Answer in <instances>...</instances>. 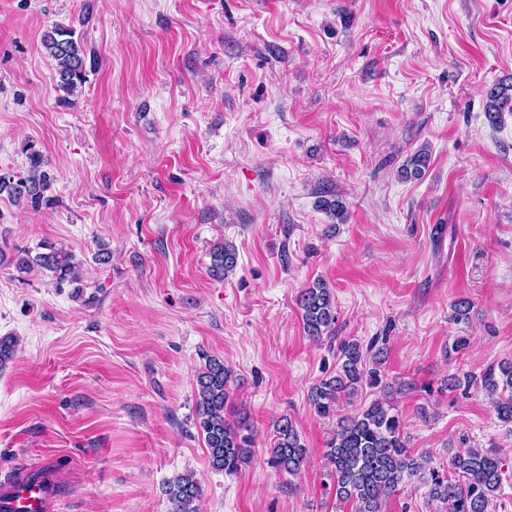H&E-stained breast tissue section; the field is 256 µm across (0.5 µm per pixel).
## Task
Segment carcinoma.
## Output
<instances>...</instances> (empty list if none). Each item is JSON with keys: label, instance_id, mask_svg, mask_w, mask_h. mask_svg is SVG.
I'll list each match as a JSON object with an SVG mask.
<instances>
[{"label": "carcinoma", "instance_id": "obj_1", "mask_svg": "<svg viewBox=\"0 0 512 512\" xmlns=\"http://www.w3.org/2000/svg\"><path fill=\"white\" fill-rule=\"evenodd\" d=\"M72 28L56 26L44 32L42 45L56 63L58 88L71 94L84 79L83 43ZM485 113L496 125L502 112H512V77L500 80L486 92ZM31 175L14 185L0 177V192L9 189L16 201L37 208L51 185L50 175L40 170L39 152L29 155ZM430 163L429 153L415 152L400 169L406 181L423 177ZM47 252L30 258L22 251L14 257L16 268L30 272L39 267L52 271L59 281H75L72 254L53 245ZM210 275L222 280L238 263L235 246L229 242L215 245L211 251ZM301 319L308 336L318 339L331 332L336 323V308L331 289L321 280L303 289L297 299ZM336 374L321 379L308 393L314 412L323 418H336V429L326 443V458L332 468L336 498L352 504L354 512H382L383 501L394 494L406 479L424 473L429 462L414 456L408 447L394 401L392 384L383 380L380 369L383 350H378L372 364H367L363 347L356 340H343L339 347ZM232 369L219 358L208 357L197 376L198 425L208 448L212 469L236 473L254 454V438L246 416L226 418L230 400ZM367 385L380 389L382 396L360 411L337 416L339 402ZM476 385L493 400L497 418L512 423V361L486 367L480 374L466 373L463 378L448 376V387ZM308 460L301 434L290 418H280L273 429L270 464L290 476L299 474ZM452 477L443 479L432 471L430 498L447 505V512H492L493 498L502 482V461L492 450L464 448L454 451L448 463ZM168 512H200L202 490L191 474L180 475L166 483Z\"/></svg>", "mask_w": 512, "mask_h": 512}]
</instances>
